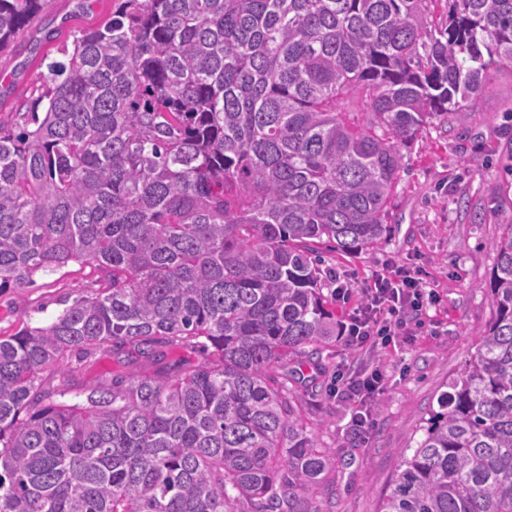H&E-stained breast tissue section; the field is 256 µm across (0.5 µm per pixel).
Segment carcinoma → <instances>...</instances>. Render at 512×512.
Wrapping results in <instances>:
<instances>
[{
	"label": "carcinoma",
	"mask_w": 512,
	"mask_h": 512,
	"mask_svg": "<svg viewBox=\"0 0 512 512\" xmlns=\"http://www.w3.org/2000/svg\"><path fill=\"white\" fill-rule=\"evenodd\" d=\"M46 2L0 0V52ZM113 2L0 121V289L72 261L100 285L0 336V512H320L293 388L338 336L315 246L383 242L403 148L512 64V0ZM486 291L380 512H512V223ZM178 345L204 362L74 384ZM148 364L138 360L132 365H124L112 353H98L86 361H74L73 366L77 367L76 377L79 381L84 385H90L103 379L112 378L113 375H127Z\"/></svg>",
	"instance_id": "carcinoma-1"
}]
</instances>
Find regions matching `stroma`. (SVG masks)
Returning <instances> with one entry per match:
<instances>
[{
	"label": "stroma",
	"instance_id": "obj_1",
	"mask_svg": "<svg viewBox=\"0 0 512 512\" xmlns=\"http://www.w3.org/2000/svg\"><path fill=\"white\" fill-rule=\"evenodd\" d=\"M112 15V0H49L0 52V117L9 118L37 95L47 61L78 32ZM404 168L391 200L390 232L378 248L347 256L322 247L325 265L348 285L337 303L348 319L360 290L387 261L421 266L438 281L441 301L410 335L375 350L338 340L318 366L304 367L297 390L305 421L333 461L325 481L333 512H379L388 478L448 377L461 371L492 304L483 286L496 261L502 226L512 220V66L491 70L481 92L462 102L447 122L427 125L403 150ZM98 290L93 267L72 262L37 275L34 284L0 290V336L49 323L64 302ZM378 365L384 390L369 427L353 426L357 402L336 396V372L354 375Z\"/></svg>",
	"mask_w": 512,
	"mask_h": 512
}]
</instances>
